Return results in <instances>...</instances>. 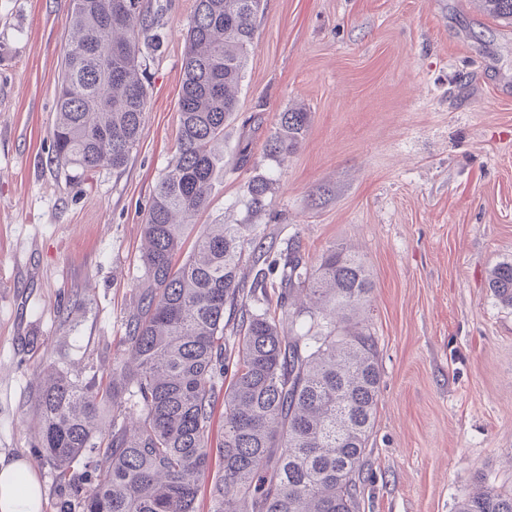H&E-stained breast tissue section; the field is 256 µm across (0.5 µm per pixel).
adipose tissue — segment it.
<instances>
[{"instance_id": "adipose-tissue-1", "label": "adipose tissue", "mask_w": 512, "mask_h": 512, "mask_svg": "<svg viewBox=\"0 0 512 512\" xmlns=\"http://www.w3.org/2000/svg\"><path fill=\"white\" fill-rule=\"evenodd\" d=\"M0 512H44L41 483L22 458L0 454Z\"/></svg>"}]
</instances>
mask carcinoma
<instances>
[{
	"instance_id": "cac0c4a2",
	"label": "carcinoma",
	"mask_w": 512,
	"mask_h": 512,
	"mask_svg": "<svg viewBox=\"0 0 512 512\" xmlns=\"http://www.w3.org/2000/svg\"><path fill=\"white\" fill-rule=\"evenodd\" d=\"M262 0H194L187 22L175 154L156 185L144 224L139 307L127 320L112 383L80 385L44 368L35 396V447L63 483L82 465L97 481L78 495L80 512H358L363 457L380 390L373 336L358 327L373 282L362 259L333 245L317 266L293 248L264 247L250 288L243 253L257 247L252 224H208L177 263L192 218L208 208L224 172V124L237 111L245 60ZM512 20V0H483ZM52 131L55 161L82 169H124L147 108L139 77L147 51L164 43L149 0H68ZM308 113L280 114L266 155L283 158L302 140ZM273 179L247 185L266 206ZM278 292L280 316L247 299ZM490 288L512 305V263L498 264ZM235 372L223 388L224 363ZM136 398L133 420L112 416ZM224 396V442L211 446L212 406ZM222 470L202 485L212 456ZM458 512H512V492L486 485Z\"/></svg>"
}]
</instances>
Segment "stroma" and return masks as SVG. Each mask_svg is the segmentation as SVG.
Listing matches in <instances>:
<instances>
[{"mask_svg": "<svg viewBox=\"0 0 512 512\" xmlns=\"http://www.w3.org/2000/svg\"><path fill=\"white\" fill-rule=\"evenodd\" d=\"M153 2L165 45L117 172L53 157L66 0H0V454L28 460L45 512L77 503L34 448L36 377L111 372L176 147L194 0ZM238 98L197 229L253 224L311 264L345 246L374 283L362 319L381 383L359 512H456L480 475L511 492L512 306L488 278L512 262V23L476 0H264ZM291 109L308 128L279 163L264 146ZM257 175L276 185L251 211Z\"/></svg>", "mask_w": 512, "mask_h": 512, "instance_id": "stroma-1", "label": "stroma"}]
</instances>
